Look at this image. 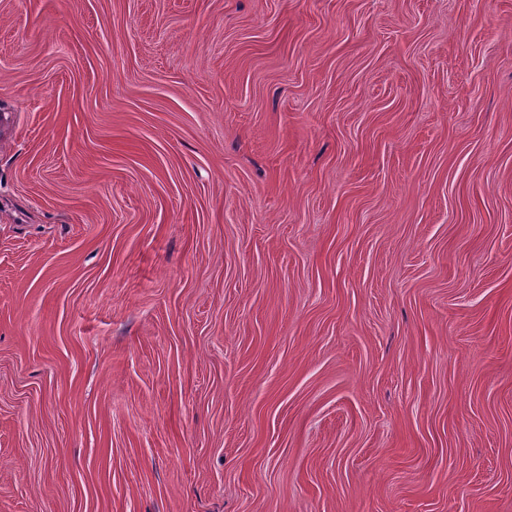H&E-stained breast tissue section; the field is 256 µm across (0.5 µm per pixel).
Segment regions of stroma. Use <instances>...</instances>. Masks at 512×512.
I'll return each instance as SVG.
<instances>
[{"label": "stroma", "mask_w": 512, "mask_h": 512, "mask_svg": "<svg viewBox=\"0 0 512 512\" xmlns=\"http://www.w3.org/2000/svg\"><path fill=\"white\" fill-rule=\"evenodd\" d=\"M0 512H512V0H0Z\"/></svg>", "instance_id": "1"}]
</instances>
